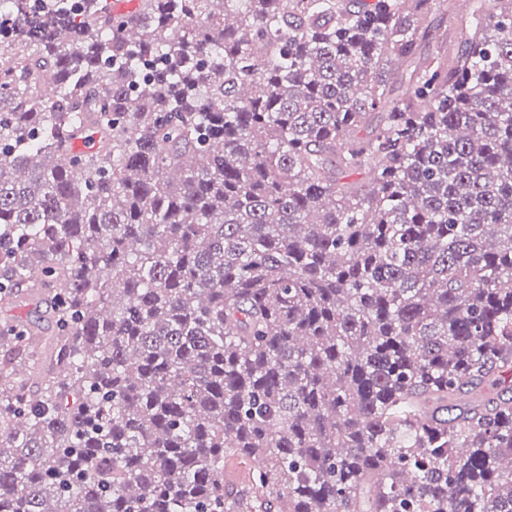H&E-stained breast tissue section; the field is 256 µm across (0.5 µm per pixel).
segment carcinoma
<instances>
[{"label": "carcinoma", "mask_w": 512, "mask_h": 512, "mask_svg": "<svg viewBox=\"0 0 512 512\" xmlns=\"http://www.w3.org/2000/svg\"><path fill=\"white\" fill-rule=\"evenodd\" d=\"M474 3L392 98L437 0H0V309L56 327L0 331V512H512V396L457 403L512 380ZM253 466V460H243L237 456H229L224 459V480L237 485L245 484L249 470Z\"/></svg>", "instance_id": "1"}]
</instances>
